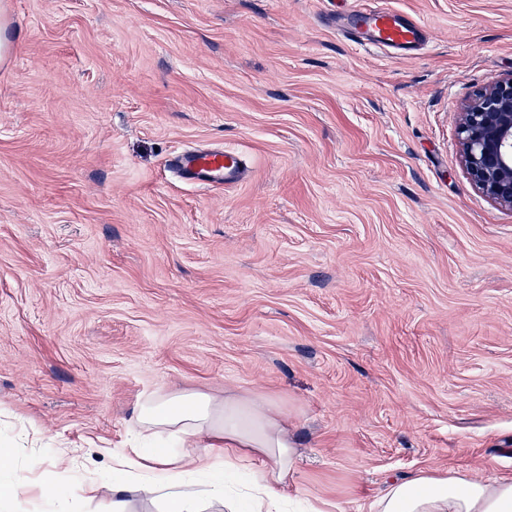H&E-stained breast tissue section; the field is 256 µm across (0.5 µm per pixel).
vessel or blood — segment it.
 Here are the masks:
<instances>
[{
	"label": "vessel or blood",
	"mask_w": 512,
	"mask_h": 512,
	"mask_svg": "<svg viewBox=\"0 0 512 512\" xmlns=\"http://www.w3.org/2000/svg\"><path fill=\"white\" fill-rule=\"evenodd\" d=\"M350 24L344 25L347 38L372 47H385L399 56H412L422 43L417 23L386 10H350ZM173 167L187 180L200 183L232 184L244 173L240 155L229 150L191 152L174 156Z\"/></svg>",
	"instance_id": "1"
}]
</instances>
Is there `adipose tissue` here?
Wrapping results in <instances>:
<instances>
[{"instance_id": "obj_1", "label": "adipose tissue", "mask_w": 512, "mask_h": 512, "mask_svg": "<svg viewBox=\"0 0 512 512\" xmlns=\"http://www.w3.org/2000/svg\"><path fill=\"white\" fill-rule=\"evenodd\" d=\"M132 422L142 447L112 457L86 499L108 496L109 512H131L129 493L158 512H286L298 455L284 415L262 396L216 398L202 392L149 395ZM357 512H512V477L463 469H422L387 482Z\"/></svg>"}]
</instances>
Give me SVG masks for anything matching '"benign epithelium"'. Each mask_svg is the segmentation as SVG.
Instances as JSON below:
<instances>
[{
  "label": "benign epithelium",
  "mask_w": 512,
  "mask_h": 512,
  "mask_svg": "<svg viewBox=\"0 0 512 512\" xmlns=\"http://www.w3.org/2000/svg\"><path fill=\"white\" fill-rule=\"evenodd\" d=\"M459 138L461 163L474 187L512 210V75L462 104Z\"/></svg>",
  "instance_id": "benign-epithelium-1"
}]
</instances>
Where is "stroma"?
I'll return each instance as SVG.
<instances>
[{
  "instance_id": "35a3bbf8",
  "label": "stroma",
  "mask_w": 512,
  "mask_h": 512,
  "mask_svg": "<svg viewBox=\"0 0 512 512\" xmlns=\"http://www.w3.org/2000/svg\"><path fill=\"white\" fill-rule=\"evenodd\" d=\"M380 1L427 30L413 58L339 34L341 0H9L0 455L45 493L14 512L108 472L152 393L275 402L299 502L512 475V210L459 140L512 75V0ZM212 149L249 180L173 174Z\"/></svg>"
}]
</instances>
